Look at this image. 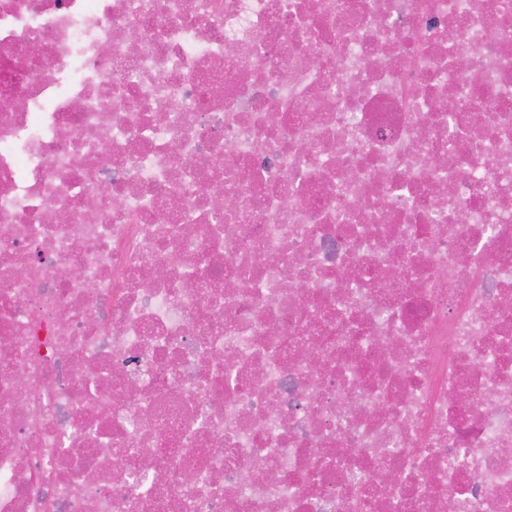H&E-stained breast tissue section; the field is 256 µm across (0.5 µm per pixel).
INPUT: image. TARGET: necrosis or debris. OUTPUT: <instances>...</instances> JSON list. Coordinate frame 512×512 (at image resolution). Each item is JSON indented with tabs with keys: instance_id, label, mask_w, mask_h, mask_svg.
<instances>
[{
	"instance_id": "obj_1",
	"label": "necrosis or debris",
	"mask_w": 512,
	"mask_h": 512,
	"mask_svg": "<svg viewBox=\"0 0 512 512\" xmlns=\"http://www.w3.org/2000/svg\"><path fill=\"white\" fill-rule=\"evenodd\" d=\"M0 512H512V0H0Z\"/></svg>"
}]
</instances>
